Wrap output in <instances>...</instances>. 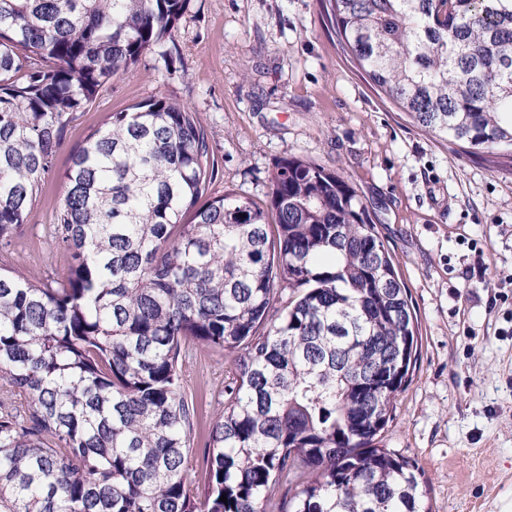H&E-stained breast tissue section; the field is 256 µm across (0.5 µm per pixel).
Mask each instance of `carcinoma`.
<instances>
[{"instance_id": "cac0c4a2", "label": "carcinoma", "mask_w": 512, "mask_h": 512, "mask_svg": "<svg viewBox=\"0 0 512 512\" xmlns=\"http://www.w3.org/2000/svg\"><path fill=\"white\" fill-rule=\"evenodd\" d=\"M187 3L0 0V245L25 234L72 114ZM328 5L414 125L512 156V0ZM215 170L196 113L162 96L73 151L43 227L67 274L0 272V512H430L417 462L376 445L418 325L356 190L286 156L266 199L209 197ZM198 345L228 364L202 491L183 378Z\"/></svg>"}]
</instances>
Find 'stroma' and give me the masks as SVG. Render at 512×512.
<instances>
[{
  "label": "stroma",
  "mask_w": 512,
  "mask_h": 512,
  "mask_svg": "<svg viewBox=\"0 0 512 512\" xmlns=\"http://www.w3.org/2000/svg\"><path fill=\"white\" fill-rule=\"evenodd\" d=\"M160 95L202 119L219 168L212 195L265 199L288 155L355 187L389 241L421 334L380 444L417 461L431 512H512V160L458 153L413 126L342 50L321 0H189L162 48L73 114L29 223H53L61 175L93 130ZM0 265L41 283L66 272L68 255L32 232L0 250ZM224 367L200 346L185 370L200 412L188 459L198 479Z\"/></svg>",
  "instance_id": "1"
}]
</instances>
